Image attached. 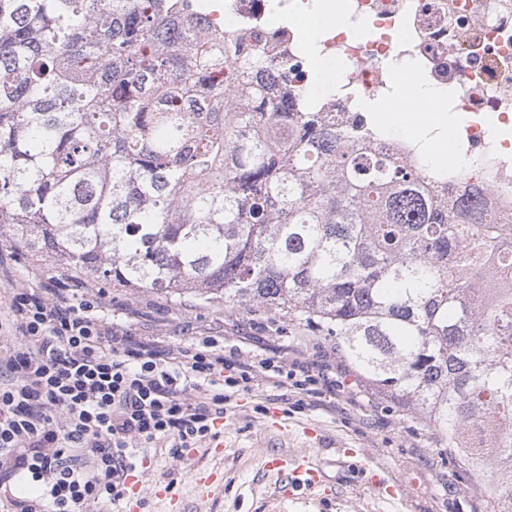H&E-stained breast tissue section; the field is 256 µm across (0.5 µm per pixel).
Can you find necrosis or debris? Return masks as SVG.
<instances>
[{
    "mask_svg": "<svg viewBox=\"0 0 512 512\" xmlns=\"http://www.w3.org/2000/svg\"><path fill=\"white\" fill-rule=\"evenodd\" d=\"M313 4L224 0L223 17L211 13L198 22L259 31L241 54L264 60L260 79L273 89L284 48L301 42L297 20ZM316 53L341 62L336 82L314 91L312 65L304 63L289 98H312L319 111L335 116L338 128L355 130L361 145L418 167L449 203L472 197L468 223L504 225L497 250L512 256V0H344L342 23L323 33ZM407 70L447 97L457 120L453 165H431L425 140L393 136L363 119L366 104L387 98Z\"/></svg>",
    "mask_w": 512,
    "mask_h": 512,
    "instance_id": "4bbe7bcc",
    "label": "necrosis or debris"
}]
</instances>
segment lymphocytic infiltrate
Returning a JSON list of instances; mask_svg holds the SVG:
<instances>
[{"label":"lymphocytic infiltrate","instance_id":"obj_1","mask_svg":"<svg viewBox=\"0 0 512 512\" xmlns=\"http://www.w3.org/2000/svg\"><path fill=\"white\" fill-rule=\"evenodd\" d=\"M98 296L14 289L0 317V512H97L123 499L132 443L206 439L238 387L289 373L264 359L232 363L211 338L168 349L109 326ZM23 475L41 494H14Z\"/></svg>","mask_w":512,"mask_h":512}]
</instances>
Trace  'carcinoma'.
I'll return each mask as SVG.
<instances>
[{
  "instance_id": "1",
  "label": "carcinoma",
  "mask_w": 512,
  "mask_h": 512,
  "mask_svg": "<svg viewBox=\"0 0 512 512\" xmlns=\"http://www.w3.org/2000/svg\"><path fill=\"white\" fill-rule=\"evenodd\" d=\"M189 0H0V234L114 288L263 307L336 345L357 377L488 474L512 512V286L471 306L500 224L362 152L320 112H280L263 63ZM222 112L164 98L180 75Z\"/></svg>"
}]
</instances>
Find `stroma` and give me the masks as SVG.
I'll use <instances>...</instances> for the list:
<instances>
[{
    "label": "stroma",
    "mask_w": 512,
    "mask_h": 512,
    "mask_svg": "<svg viewBox=\"0 0 512 512\" xmlns=\"http://www.w3.org/2000/svg\"><path fill=\"white\" fill-rule=\"evenodd\" d=\"M12 237L0 235V312L16 288H55L61 269L45 256L15 255ZM72 288L102 292L105 322L131 327L162 348L206 336L242 359L271 358L318 378L316 392L265 384L232 398L214 435L173 458L168 447L136 453L147 489L126 492L106 512H487L482 479L443 452L421 418L357 379L332 342L279 313L208 305L190 296L167 298L146 290L107 288L70 276ZM307 456L326 480L314 487L284 482L270 471L272 456ZM400 478L404 492L391 498L375 482L364 458ZM215 473L222 493L204 495L198 472ZM175 482L176 498L154 495Z\"/></svg>",
    "instance_id": "1"
}]
</instances>
